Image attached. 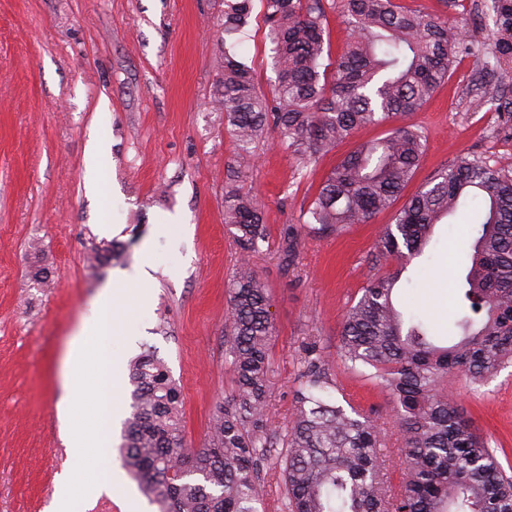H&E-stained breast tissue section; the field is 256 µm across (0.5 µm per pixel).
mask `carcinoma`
Instances as JSON below:
<instances>
[{
	"label": "carcinoma",
	"mask_w": 512,
	"mask_h": 512,
	"mask_svg": "<svg viewBox=\"0 0 512 512\" xmlns=\"http://www.w3.org/2000/svg\"><path fill=\"white\" fill-rule=\"evenodd\" d=\"M277 81L260 93L250 67L224 54L215 96L236 139L224 193V223L241 261L229 284L234 375L230 403L215 408L208 441L189 447L183 396L163 359L148 351L131 365L130 408L122 459L159 512H259L264 483L258 460L273 441L285 453L288 512H512V475L464 416L452 387L458 377L482 386L512 364V176L467 157L443 169L383 227L375 261L421 256L435 224L468 199L477 234L465 275L464 304L477 318L455 323L461 337L440 346L420 319L396 305V275H375L344 314L338 358L375 369L403 435L402 483L387 476L382 428L336 387L325 363L308 352L288 425L268 418L271 298L251 257L268 242L257 198L241 183L264 135L302 163L316 161L366 126L402 123L359 144L324 178L308 212L317 231L363 223L390 207L419 166L422 137L410 116L450 76L453 59L482 48L466 30L402 9L395 0H343L350 41L336 59L325 52L323 0H263ZM493 55L512 60V0H492ZM252 0H224V34L247 25Z\"/></svg>",
	"instance_id": "obj_1"
}]
</instances>
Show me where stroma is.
<instances>
[{"label":"stroma","instance_id":"1","mask_svg":"<svg viewBox=\"0 0 512 512\" xmlns=\"http://www.w3.org/2000/svg\"><path fill=\"white\" fill-rule=\"evenodd\" d=\"M422 15L457 20L470 41L494 39L491 0H397ZM224 0H0V512H50L67 454L58 411L67 352L104 286L151 259V303L136 311V343L113 348L124 362L155 350L184 396L188 443L203 447L216 406L234 394L227 283L239 250L224 222L227 168L236 151L212 99L225 55L251 67L258 91L276 75L261 0L250 23L225 35ZM512 96V69L458 55L452 74L411 118L424 137L420 164L391 209L334 233L310 231L308 208L323 177L356 143L385 136L389 123L357 131L308 167L269 137L245 186L262 203L268 243L252 258L276 327L269 419L285 427L308 347L324 352L338 388L383 422L392 480H399L401 431L372 369L340 363L346 307L373 274H398L399 300L449 339L462 314L461 285L475 227L463 212L436 225L422 256L373 265L382 227L447 165L468 156L512 169V117L473 98ZM101 132L105 191L85 187L90 136ZM180 213L189 230L157 233L156 218ZM118 224L105 235L103 220ZM295 248L284 253V236ZM123 249L98 271L94 246ZM44 270L48 284L32 275ZM465 416L512 467V365L472 390L459 386ZM75 512H158L131 476L123 496L88 491Z\"/></svg>","mask_w":512,"mask_h":512}]
</instances>
